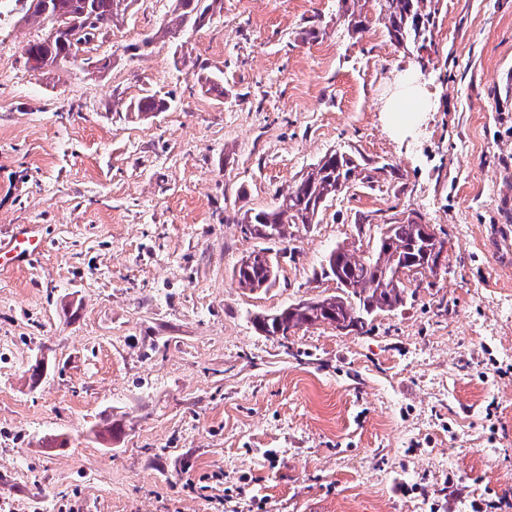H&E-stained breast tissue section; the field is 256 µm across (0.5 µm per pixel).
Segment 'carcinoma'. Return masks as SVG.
<instances>
[{"label":"carcinoma","mask_w":512,"mask_h":512,"mask_svg":"<svg viewBox=\"0 0 512 512\" xmlns=\"http://www.w3.org/2000/svg\"><path fill=\"white\" fill-rule=\"evenodd\" d=\"M217 0H173L169 19L154 33L156 39L175 38L189 29L204 26L201 18ZM379 16L396 44L425 43L431 38L435 12L431 0H376ZM52 11L69 17L82 14L79 0H50ZM135 0H88L90 13L96 24L85 31L82 38L96 37V31L125 17ZM125 108L138 115L163 112L166 100L157 95H146L130 100ZM356 165L353 160L336 150L325 154L305 175L287 190L281 191L271 210L247 211L239 218L244 234L268 243H281L288 235V227L304 228L318 223L324 204L352 181ZM422 225L412 219L395 225L391 243L377 245L373 257H366L357 247L338 245L335 248L336 270L331 276L341 275L344 284L336 287L338 293L315 299L311 304L297 307L293 304L271 314L256 318L257 328L267 336H287L289 324L331 322L338 317L360 323L368 312L393 311L405 299L406 288L393 277L394 269L417 267L426 260ZM243 257L233 269L238 287L257 291L269 287L277 276V262L271 266L249 262Z\"/></svg>","instance_id":"cac0c4a2"}]
</instances>
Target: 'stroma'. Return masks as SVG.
Returning a JSON list of instances; mask_svg holds the SVG:
<instances>
[{
    "label": "stroma",
    "instance_id": "1",
    "mask_svg": "<svg viewBox=\"0 0 512 512\" xmlns=\"http://www.w3.org/2000/svg\"><path fill=\"white\" fill-rule=\"evenodd\" d=\"M432 7L423 59L374 0L356 32L343 0H223L154 43L171 0H136L91 45L108 70L37 73L44 24L0 0V238L34 224L46 244L0 269V512H512V261L493 249L512 231V0ZM405 75L428 107L402 130ZM147 93L166 111L127 114ZM334 149L358 179L293 230L270 288L237 287L264 246L237 217ZM409 217L446 235L433 286L355 333L257 329L335 293L337 244Z\"/></svg>",
    "mask_w": 512,
    "mask_h": 512
}]
</instances>
